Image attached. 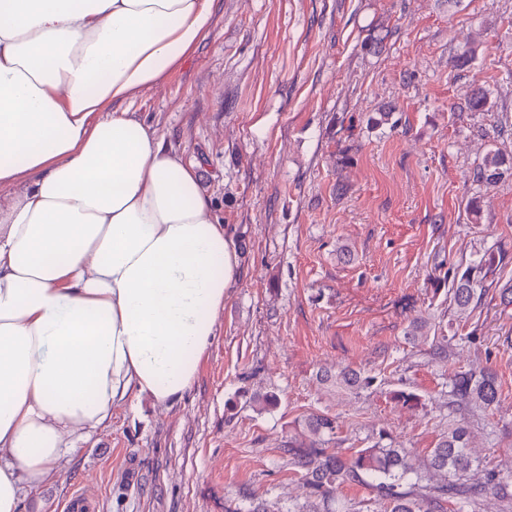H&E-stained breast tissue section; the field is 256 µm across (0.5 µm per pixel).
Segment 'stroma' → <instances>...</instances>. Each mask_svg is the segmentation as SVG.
<instances>
[{
	"label": "stroma",
	"instance_id": "obj_1",
	"mask_svg": "<svg viewBox=\"0 0 512 512\" xmlns=\"http://www.w3.org/2000/svg\"><path fill=\"white\" fill-rule=\"evenodd\" d=\"M478 87L488 111L466 107ZM125 107L194 166L241 275L185 396L121 404L25 512H59L79 481L103 512H383L363 483L328 502L303 490L282 449L314 412L335 416L345 455L384 432L423 458L463 423L482 470L512 484V177L473 183L488 151L512 159V0H216L210 36ZM486 250L500 285L458 315L444 277ZM420 319L431 336L410 342ZM346 366L373 385L321 381ZM486 369L497 403L453 405L454 376ZM266 393L278 403L258 409Z\"/></svg>",
	"mask_w": 512,
	"mask_h": 512
}]
</instances>
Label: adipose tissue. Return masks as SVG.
Here are the masks:
<instances>
[{"label": "adipose tissue", "instance_id": "obj_1", "mask_svg": "<svg viewBox=\"0 0 512 512\" xmlns=\"http://www.w3.org/2000/svg\"><path fill=\"white\" fill-rule=\"evenodd\" d=\"M215 0H0V512L130 395L192 387L239 254L192 165L123 104Z\"/></svg>", "mask_w": 512, "mask_h": 512}]
</instances>
